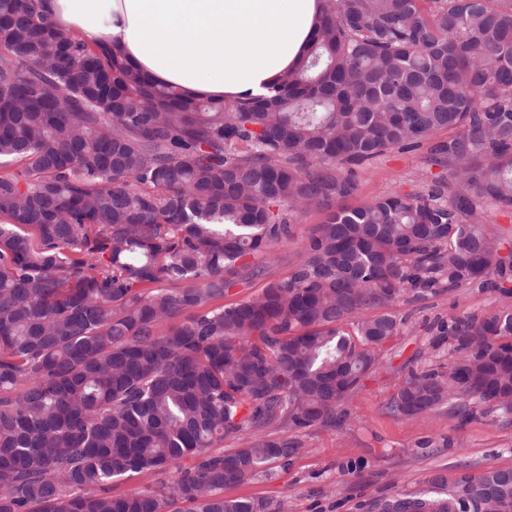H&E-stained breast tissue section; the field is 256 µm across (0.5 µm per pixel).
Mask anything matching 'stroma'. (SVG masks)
I'll list each match as a JSON object with an SVG mask.
<instances>
[{
    "label": "stroma",
    "mask_w": 512,
    "mask_h": 512,
    "mask_svg": "<svg viewBox=\"0 0 512 512\" xmlns=\"http://www.w3.org/2000/svg\"><path fill=\"white\" fill-rule=\"evenodd\" d=\"M428 151L425 144L396 149L357 169L356 189L342 206L359 207L387 191H422L447 177V170L427 165ZM325 217L317 208L299 214L291 234L272 244L279 277H287L310 230ZM495 303L494 295L477 288L418 302L401 300L396 311L406 317V328L383 345L381 367L345 401L344 425L289 432V439L300 444L298 451L272 464L269 474L230 488V495L284 500L288 512H380L387 500L428 491L432 473L458 477L512 466V415L464 423L448 407L418 420L388 410L408 370L429 361L427 325L451 314H477ZM427 437L435 438V445L421 447Z\"/></svg>",
    "instance_id": "stroma-1"
}]
</instances>
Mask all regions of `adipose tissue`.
Segmentation results:
<instances>
[{"label":"adipose tissue","mask_w":512,"mask_h":512,"mask_svg":"<svg viewBox=\"0 0 512 512\" xmlns=\"http://www.w3.org/2000/svg\"><path fill=\"white\" fill-rule=\"evenodd\" d=\"M323 0H43L54 25L118 45L152 80L233 100L266 88L306 52Z\"/></svg>","instance_id":"adipose-tissue-1"}]
</instances>
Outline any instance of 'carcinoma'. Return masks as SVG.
<instances>
[{
    "instance_id": "cac0c4a2",
    "label": "carcinoma",
    "mask_w": 512,
    "mask_h": 512,
    "mask_svg": "<svg viewBox=\"0 0 512 512\" xmlns=\"http://www.w3.org/2000/svg\"><path fill=\"white\" fill-rule=\"evenodd\" d=\"M444 130L425 161L448 179L336 207L356 169ZM311 206L331 212L288 277L248 260ZM489 210L512 216V0H325L297 66L224 102L0 0V512H280L224 491L291 456L288 431L343 422L401 299L512 296ZM428 334L448 360L391 412L512 415L511 307ZM429 483L382 512H512V466ZM265 284V279H251L239 282L232 286L224 295V304L257 296L261 293Z\"/></svg>"
}]
</instances>
